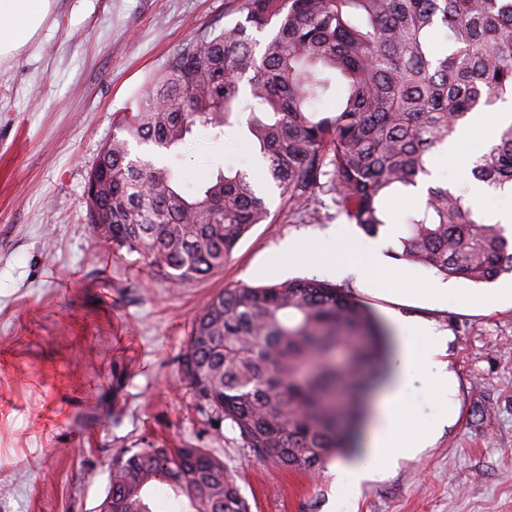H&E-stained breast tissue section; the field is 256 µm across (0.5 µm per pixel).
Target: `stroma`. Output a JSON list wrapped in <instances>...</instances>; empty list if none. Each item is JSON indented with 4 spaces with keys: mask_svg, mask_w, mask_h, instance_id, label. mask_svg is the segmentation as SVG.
<instances>
[{
    "mask_svg": "<svg viewBox=\"0 0 512 512\" xmlns=\"http://www.w3.org/2000/svg\"><path fill=\"white\" fill-rule=\"evenodd\" d=\"M227 0H53L40 31L0 59V512H96L113 460L141 448H202L232 472L251 512H331L329 467L309 474L257 458L216 422L180 372L191 322L215 293L320 277L319 253L355 261L363 231L324 193L304 209L267 199L217 273L177 289L135 252L92 237L85 188L116 116L145 78L196 31L224 21ZM498 105L480 107L441 185L485 148ZM246 131L197 128L165 163L196 185L226 165L252 169ZM299 244L303 259L281 251ZM384 251L390 270L338 279L382 319L448 338L458 418L430 448L364 484L358 512H512V275L444 280ZM446 282L453 292L438 299ZM494 293L492 305L481 303Z\"/></svg>",
    "mask_w": 512,
    "mask_h": 512,
    "instance_id": "1",
    "label": "stroma"
}]
</instances>
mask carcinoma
<instances>
[{"label": "carcinoma", "instance_id": "carcinoma-1", "mask_svg": "<svg viewBox=\"0 0 512 512\" xmlns=\"http://www.w3.org/2000/svg\"><path fill=\"white\" fill-rule=\"evenodd\" d=\"M230 2L224 24L197 31L146 79L95 166L111 193L87 198L112 223L104 241L142 254L172 288L220 270L270 218L245 171L220 168L187 194L159 165L193 129L245 126L264 180L290 203L332 192L348 221L376 237L389 224L387 199L411 196L471 112L512 95V0ZM267 29L261 45L252 31ZM437 32L447 44L439 56ZM333 90L336 111L319 114ZM472 176L512 195V124ZM405 224L404 260L474 283L512 274V240L463 191L429 187ZM387 348L381 320L350 291L288 279L210 299L191 323L181 370L259 458L316 472L359 446ZM160 486L181 512H250L224 462L202 448H141L115 461L112 509L152 512Z\"/></svg>", "mask_w": 512, "mask_h": 512}]
</instances>
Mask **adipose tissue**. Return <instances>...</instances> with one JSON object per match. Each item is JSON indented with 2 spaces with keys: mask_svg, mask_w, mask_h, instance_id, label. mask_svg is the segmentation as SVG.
<instances>
[{
  "mask_svg": "<svg viewBox=\"0 0 512 512\" xmlns=\"http://www.w3.org/2000/svg\"><path fill=\"white\" fill-rule=\"evenodd\" d=\"M51 0H0V57L22 48L47 18ZM396 347L388 359L381 400L367 422L368 436L360 453L331 468L344 497L356 496L363 483L385 476L398 464L421 455L434 435L447 425L455 407L454 376L442 356L446 337L423 323L394 321ZM424 377L442 396L445 409L424 423L407 402L413 379Z\"/></svg>",
  "mask_w": 512,
  "mask_h": 512,
  "instance_id": "adipose-tissue-1",
  "label": "adipose tissue"
}]
</instances>
